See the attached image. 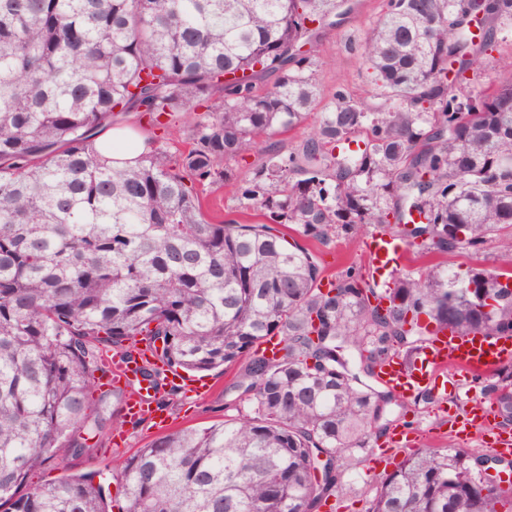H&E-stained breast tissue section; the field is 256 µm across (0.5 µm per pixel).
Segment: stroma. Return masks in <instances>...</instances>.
<instances>
[{"label":"stroma","instance_id":"stroma-1","mask_svg":"<svg viewBox=\"0 0 512 512\" xmlns=\"http://www.w3.org/2000/svg\"><path fill=\"white\" fill-rule=\"evenodd\" d=\"M353 2L354 8L351 12L338 16L335 27L321 33L318 51L311 59L309 71L317 87V100L313 109L294 130L272 138L273 143L286 150L297 149L308 139L321 112L330 106L336 95L350 97L370 112L394 111L400 107L398 101L384 95L381 89L372 84L362 58L364 38L376 19L386 10L388 0ZM509 55H512V30L505 28L498 31L496 45L487 53L483 64L464 73L462 85L477 93L490 85L512 79V73L498 65L499 58ZM281 232L289 243L309 248L316 255L326 276H336L350 266L356 267L366 276L376 269L365 241L348 242L337 239L322 245L305 238L293 225L283 226ZM230 379V373L212 371L207 375L208 382L213 386L209 397L194 400L175 397L169 408V430L205 427L222 422L225 418L238 416V409L227 407L224 403V388ZM470 406L469 399L463 396L444 406L434 399L422 402L418 406L410 407L398 426L420 432L422 442L426 445L437 448L449 446L479 455L489 454L490 449L485 441L474 436L460 440L451 435L448 426L442 423L445 411L462 414ZM125 434L124 447L113 449L109 453L96 454L89 459L67 458L52 461L38 473V480L48 482L65 474L97 471L105 477L110 492H117L115 477L119 460L132 456L138 448L159 437L160 432L150 422L145 421L135 427H126ZM375 494L376 482L372 471L361 467L345 476L335 497L330 498L328 506L320 508L319 512H365Z\"/></svg>","mask_w":512,"mask_h":512}]
</instances>
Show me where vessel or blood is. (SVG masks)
<instances>
[{
    "mask_svg": "<svg viewBox=\"0 0 512 512\" xmlns=\"http://www.w3.org/2000/svg\"><path fill=\"white\" fill-rule=\"evenodd\" d=\"M368 251L374 259L387 264L396 263L400 255L398 244L385 237L371 239ZM511 363L512 337L487 339L445 330L425 345L414 363L407 364L398 358L388 360L380 371V381L387 388L408 395L415 389L437 384L443 370L450 366L492 371ZM123 409L129 420L150 421L160 428L168 420L164 410L155 407L153 397L145 392L128 398Z\"/></svg>",
    "mask_w": 512,
    "mask_h": 512,
    "instance_id": "1",
    "label": "vessel or blood"
}]
</instances>
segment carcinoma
I'll use <instances>...</instances> for the list:
<instances>
[{"label":"carcinoma","instance_id":"1","mask_svg":"<svg viewBox=\"0 0 512 512\" xmlns=\"http://www.w3.org/2000/svg\"><path fill=\"white\" fill-rule=\"evenodd\" d=\"M336 0H0V512H107L97 473L26 488L62 454L97 451L137 392L103 388L106 361L167 373L236 367L250 412L169 433L120 467L119 512H317L366 462L369 425L394 396L375 368L413 363L433 332L512 336V80L477 94L512 0H388L363 58L401 102L367 112L340 95L302 149L270 136L311 110L308 74ZM309 46L301 51L303 46ZM155 134L114 168L96 142L117 116ZM187 125L190 147L169 150ZM260 154L252 175L225 162ZM230 187L266 224L206 218ZM322 244L372 225L422 256L494 265L393 267L383 287L350 266L327 291ZM279 337L268 355L261 345ZM499 428L512 383L490 387ZM480 456L425 445L376 478L366 512H512Z\"/></svg>","mask_w":512,"mask_h":512}]
</instances>
